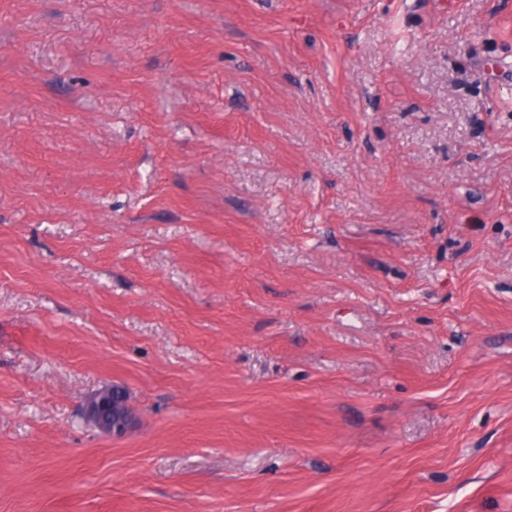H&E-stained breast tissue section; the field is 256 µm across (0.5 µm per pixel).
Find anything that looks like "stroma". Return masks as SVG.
Masks as SVG:
<instances>
[{"label": "stroma", "mask_w": 512, "mask_h": 512, "mask_svg": "<svg viewBox=\"0 0 512 512\" xmlns=\"http://www.w3.org/2000/svg\"><path fill=\"white\" fill-rule=\"evenodd\" d=\"M506 62L512 0H0V512H512ZM82 418L103 433L120 438L126 434L132 422L124 396L116 386H104L87 395L82 401Z\"/></svg>", "instance_id": "1"}]
</instances>
